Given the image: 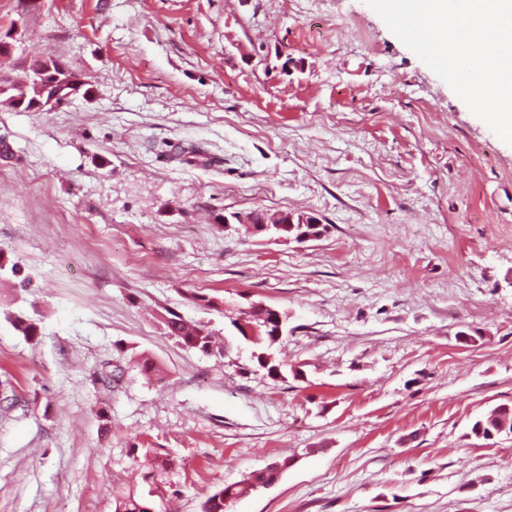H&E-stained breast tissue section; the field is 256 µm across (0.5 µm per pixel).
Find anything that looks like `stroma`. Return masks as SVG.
<instances>
[{"instance_id": "1", "label": "stroma", "mask_w": 512, "mask_h": 512, "mask_svg": "<svg viewBox=\"0 0 512 512\" xmlns=\"http://www.w3.org/2000/svg\"><path fill=\"white\" fill-rule=\"evenodd\" d=\"M0 36L90 88L0 107V512H201L282 460L227 512H512V434L471 432L512 407V145L365 0H0ZM256 208L326 231L220 220ZM196 294L286 312L281 376ZM159 321L168 336L174 337L186 347L207 356L223 357L224 347L217 345L212 331L187 323L173 311L160 315ZM288 468V461L276 462L262 470L250 474L246 479L228 485L209 494L203 504L202 512H224L226 503L247 496L265 485L275 482L279 474ZM150 507L149 499L138 496L133 491L122 492L115 497V512H150L154 509L148 510Z\"/></svg>"}]
</instances>
